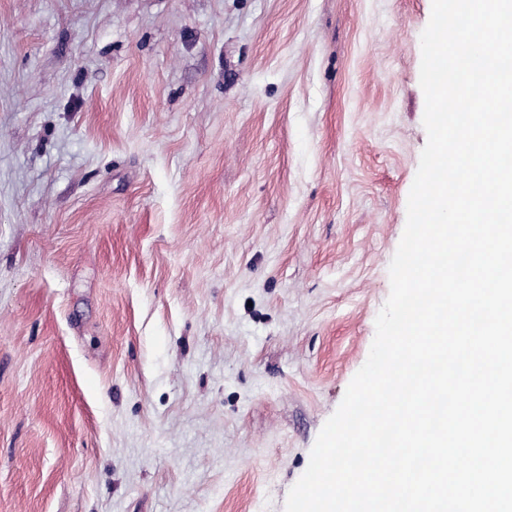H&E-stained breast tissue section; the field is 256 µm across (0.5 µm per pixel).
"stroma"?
Segmentation results:
<instances>
[{"label":"stroma","instance_id":"obj_1","mask_svg":"<svg viewBox=\"0 0 512 512\" xmlns=\"http://www.w3.org/2000/svg\"><path fill=\"white\" fill-rule=\"evenodd\" d=\"M432 0H0V512H284L366 362Z\"/></svg>","mask_w":512,"mask_h":512}]
</instances>
